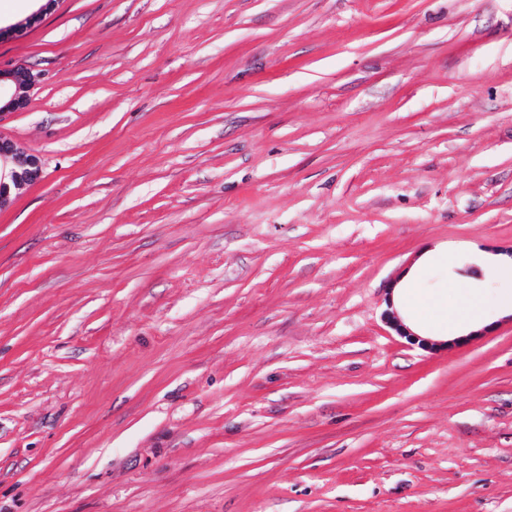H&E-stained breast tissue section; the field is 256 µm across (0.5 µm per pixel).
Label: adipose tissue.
<instances>
[{"label":"adipose tissue","mask_w":512,"mask_h":512,"mask_svg":"<svg viewBox=\"0 0 512 512\" xmlns=\"http://www.w3.org/2000/svg\"><path fill=\"white\" fill-rule=\"evenodd\" d=\"M416 279V274H409L405 286L394 295L397 308L407 313L405 323L411 330H418L420 324L426 323L452 334L460 327H476L482 322L485 304L479 293L453 292L428 303L416 289Z\"/></svg>","instance_id":"1"}]
</instances>
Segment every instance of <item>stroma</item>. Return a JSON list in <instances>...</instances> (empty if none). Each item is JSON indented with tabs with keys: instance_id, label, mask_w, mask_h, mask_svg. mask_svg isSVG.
I'll use <instances>...</instances> for the list:
<instances>
[{
	"instance_id": "obj_1",
	"label": "stroma",
	"mask_w": 512,
	"mask_h": 512,
	"mask_svg": "<svg viewBox=\"0 0 512 512\" xmlns=\"http://www.w3.org/2000/svg\"><path fill=\"white\" fill-rule=\"evenodd\" d=\"M17 64L0 512H512V0H59ZM415 266L476 335L388 327ZM41 175L39 157L27 153L17 142L0 134V209L9 206Z\"/></svg>"
}]
</instances>
